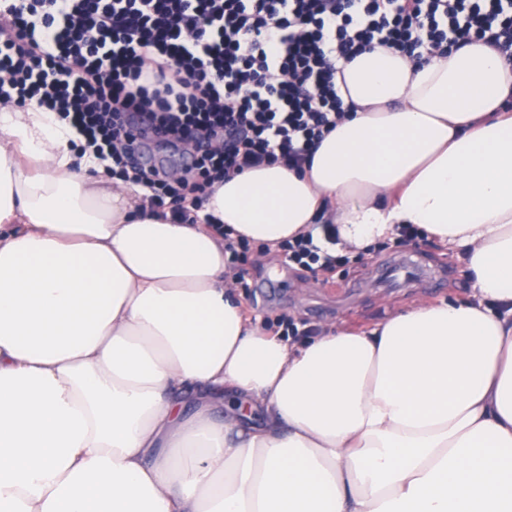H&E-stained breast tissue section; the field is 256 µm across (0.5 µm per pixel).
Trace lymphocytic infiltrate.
I'll return each mask as SVG.
<instances>
[{
    "label": "lymphocytic infiltrate",
    "instance_id": "f902f5d3",
    "mask_svg": "<svg viewBox=\"0 0 512 512\" xmlns=\"http://www.w3.org/2000/svg\"><path fill=\"white\" fill-rule=\"evenodd\" d=\"M474 41L512 60V0H0V99L57 112L108 173L196 224L214 184L301 168L335 130L337 61L376 42L426 61ZM138 112L190 148L187 176L136 159L151 144ZM283 249L314 272L345 263L309 235Z\"/></svg>",
    "mask_w": 512,
    "mask_h": 512
}]
</instances>
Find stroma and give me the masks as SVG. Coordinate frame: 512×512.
Here are the masks:
<instances>
[{
    "instance_id": "stroma-1",
    "label": "stroma",
    "mask_w": 512,
    "mask_h": 512,
    "mask_svg": "<svg viewBox=\"0 0 512 512\" xmlns=\"http://www.w3.org/2000/svg\"><path fill=\"white\" fill-rule=\"evenodd\" d=\"M240 274L248 315L316 332L332 325L360 330L420 300H462L469 294L457 253L419 239L376 244L330 274L308 272L277 253L265 256L256 245Z\"/></svg>"
}]
</instances>
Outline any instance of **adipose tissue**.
<instances>
[{"label": "adipose tissue", "instance_id": "adipose-tissue-1", "mask_svg": "<svg viewBox=\"0 0 512 512\" xmlns=\"http://www.w3.org/2000/svg\"><path fill=\"white\" fill-rule=\"evenodd\" d=\"M336 69L349 115L310 165L203 213L270 249L328 222L343 254L410 224L472 293L301 344L247 316L222 235L0 104V512H512V64Z\"/></svg>", "mask_w": 512, "mask_h": 512}]
</instances>
